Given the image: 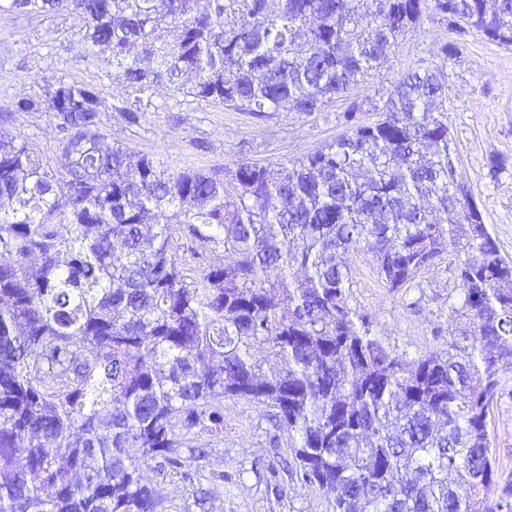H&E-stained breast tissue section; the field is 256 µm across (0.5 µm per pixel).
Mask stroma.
<instances>
[{"mask_svg": "<svg viewBox=\"0 0 512 512\" xmlns=\"http://www.w3.org/2000/svg\"><path fill=\"white\" fill-rule=\"evenodd\" d=\"M454 39L443 21L424 13L383 67L321 112L256 117L160 87L154 93L156 110L128 129L119 112L124 87L83 41L76 15L0 13V115L44 161L56 165L61 135L51 115L16 111L15 102L44 99L48 85L61 78L91 82L101 91L103 129L133 153L156 156L172 169H224L242 159L266 165L297 159L332 142L345 131L344 114L353 104L362 106L361 122L377 121L378 106L403 72L420 63L439 64L447 84L457 177L469 187L501 254L512 259V50L470 34L457 56L442 58V45ZM348 266L352 304L371 316L374 332L397 352L414 357L444 350L449 338L463 331V323L449 316L459 292L448 261L398 290L381 281L371 255H350ZM266 414L254 403L225 402L224 431L209 435V451L201 462L205 475L220 473L224 479L212 483L211 499L194 512H326L324 491L288 480L279 496L256 471V462L271 453ZM488 430L496 470L488 495L494 498L512 482V371L501 376Z\"/></svg>", "mask_w": 512, "mask_h": 512, "instance_id": "obj_1", "label": "stroma"}]
</instances>
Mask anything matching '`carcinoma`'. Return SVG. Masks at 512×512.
Instances as JSON below:
<instances>
[{
    "instance_id": "obj_1",
    "label": "carcinoma",
    "mask_w": 512,
    "mask_h": 512,
    "mask_svg": "<svg viewBox=\"0 0 512 512\" xmlns=\"http://www.w3.org/2000/svg\"><path fill=\"white\" fill-rule=\"evenodd\" d=\"M0 0L70 11L132 101L167 86L260 116L321 112L432 9L512 47V0ZM56 170L0 127V512H161L153 468L201 506L205 431L224 401L270 408L291 475L326 512H512L498 498L489 409L512 370V259L458 182L442 69H411L374 124L296 160L172 171L101 128L99 89L45 91ZM64 173L66 192L55 186ZM233 256L188 274L176 236ZM404 287L455 257L450 316L472 334L408 358L349 303L343 257ZM275 361L276 371L264 366ZM282 492L280 461L264 464Z\"/></svg>"
}]
</instances>
